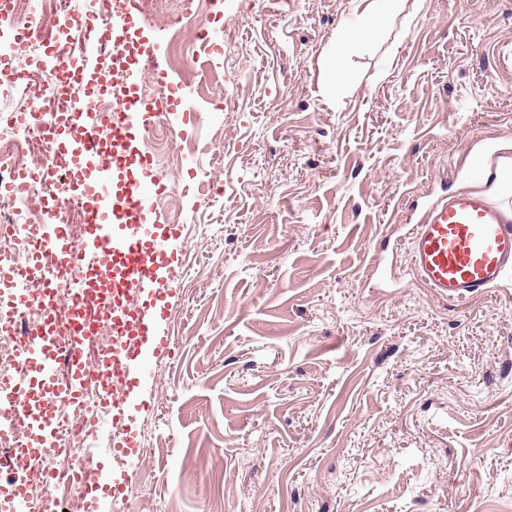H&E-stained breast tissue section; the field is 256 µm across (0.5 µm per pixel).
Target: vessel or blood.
<instances>
[{"label":"vessel or blood","instance_id":"1","mask_svg":"<svg viewBox=\"0 0 512 512\" xmlns=\"http://www.w3.org/2000/svg\"><path fill=\"white\" fill-rule=\"evenodd\" d=\"M128 15L113 16L104 25H80L74 31L75 52L68 56L49 55L36 60L35 66L54 74L62 61L77 65L80 51L90 45L116 42L125 27L133 25ZM115 77H128L142 68L164 75L162 55L153 49L113 56ZM156 102L134 92H126L120 121L126 129L143 131L153 127ZM105 118L95 107L83 109L67 134L58 138L59 150L75 163L90 166L91 172L76 185V190L92 221L87 238L72 246L62 226L46 224L45 233L25 267H1L0 288H12L29 274L41 273L39 305L34 312L23 365L30 372L28 384L11 390L16 403H24L33 394H55L66 388L71 399H85L86 365L75 348H68L70 370L58 377V360L44 345L47 316L60 301L55 277L62 257L75 256L93 272L111 267L112 324L122 331V339L112 346V391L100 396V404L112 412L110 452L113 462L125 463L118 482L112 485V497L124 499L132 491L137 470V438L132 429L136 407L129 400L144 385L148 375L144 348L155 354L167 352L171 338L160 327L161 315L153 298L157 290L155 269L166 267L178 274L180 265L175 244L180 239L176 226H160L156 210L145 186L152 179L153 160L146 153L133 151L126 137L104 143L99 132ZM410 268L419 282L437 297L462 302L500 286L512 273V221L502 203L486 194L458 193L429 204L411 226ZM42 429L31 437L32 447H40L44 435L62 437L53 408L41 415Z\"/></svg>","mask_w":512,"mask_h":512}]
</instances>
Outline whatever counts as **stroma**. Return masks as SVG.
I'll list each match as a JSON object with an SVG mask.
<instances>
[{
  "label": "stroma",
  "instance_id": "stroma-1",
  "mask_svg": "<svg viewBox=\"0 0 512 512\" xmlns=\"http://www.w3.org/2000/svg\"><path fill=\"white\" fill-rule=\"evenodd\" d=\"M351 0H213L184 111L156 124L178 212L167 355L146 354L136 491L86 512H512V275L438 298L409 225L512 148V0H404L320 63ZM224 83V108L209 100ZM404 0H352L354 25L342 23L330 45L329 58L324 66V91L332 96L337 88L347 83L345 70L336 66V60L376 42L383 24L400 11Z\"/></svg>",
  "mask_w": 512,
  "mask_h": 512
}]
</instances>
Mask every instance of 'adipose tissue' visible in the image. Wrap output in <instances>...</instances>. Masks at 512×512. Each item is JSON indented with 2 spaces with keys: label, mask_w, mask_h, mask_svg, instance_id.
<instances>
[{
  "label": "adipose tissue",
  "mask_w": 512,
  "mask_h": 512,
  "mask_svg": "<svg viewBox=\"0 0 512 512\" xmlns=\"http://www.w3.org/2000/svg\"><path fill=\"white\" fill-rule=\"evenodd\" d=\"M354 24H341L330 45L329 58L324 66L323 83L326 94H334L348 81L345 70L338 67L337 59L376 42L383 24L400 11L403 0H352Z\"/></svg>",
  "instance_id": "obj_1"
}]
</instances>
